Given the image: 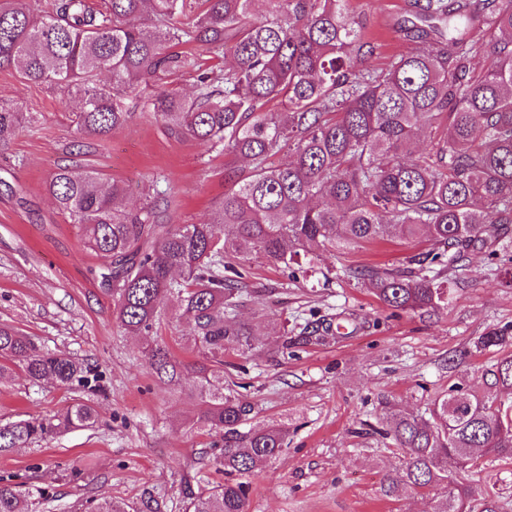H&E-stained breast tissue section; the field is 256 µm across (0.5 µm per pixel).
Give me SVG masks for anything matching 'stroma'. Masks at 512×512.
<instances>
[{
  "instance_id": "obj_1",
  "label": "stroma",
  "mask_w": 512,
  "mask_h": 512,
  "mask_svg": "<svg viewBox=\"0 0 512 512\" xmlns=\"http://www.w3.org/2000/svg\"><path fill=\"white\" fill-rule=\"evenodd\" d=\"M426 0H348L383 65L406 50L399 21ZM140 87L127 99L132 121L82 145L63 94L0 68V99L32 113L31 125L0 146V324L28 336L42 352H62L88 365L99 385L31 380L22 366L0 370V426L64 415L93 405L97 420L0 453V478L11 480L35 512H85L88 500L185 512L189 488L223 481L212 461V436L193 428L199 413L190 386L160 381L144 357L147 337L126 333L100 285L104 261L84 250L79 230L52 202L47 183L76 161L105 179L123 181L128 204H141L150 184L172 201L176 224H203L227 188L226 158L194 140L171 136L141 106ZM427 238L393 237L323 253L317 271L295 275L265 260H240L246 273L238 314L254 336L248 348L224 352V385L243 386L254 420L287 424L288 446L250 477L249 512H429L430 496L410 486L388 492L385 477L400 465L391 441L373 434L384 402L423 411L457 383L481 390V371L497 349L472 350L474 339L512 333V252H469L448 273V305L417 317L385 307L348 277L350 269L398 267L430 250ZM157 336L183 364L197 361L190 327L161 303ZM296 345L279 350L282 335ZM464 482L484 490L495 481L501 512H512V459L477 457Z\"/></svg>"
}]
</instances>
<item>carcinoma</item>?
Returning <instances> with one entry per match:
<instances>
[{
  "label": "carcinoma",
  "instance_id": "carcinoma-1",
  "mask_svg": "<svg viewBox=\"0 0 512 512\" xmlns=\"http://www.w3.org/2000/svg\"><path fill=\"white\" fill-rule=\"evenodd\" d=\"M347 0H0V67L64 88L79 100L73 123L89 140L128 125L126 94L141 84L196 73L195 91H158L144 104L168 132L231 157L230 187L206 224L171 223V201L119 206L124 184L94 169L63 165L49 194L81 231L83 247L104 258L103 274L121 327L150 336L165 299L191 324L203 361L187 367L156 343L145 357L174 386L193 379L197 429L221 437L215 463L224 483L191 494L186 512H248L250 483L288 445V426L250 423L254 406L224 392V349L247 346L237 319L242 274L224 277L229 254L265 259L303 274L321 253L395 232L425 236L435 249L402 267L355 269L388 308L431 314L448 301V270L474 249L504 241L512 224V0H484L485 30L469 33V0H427L404 30L409 47L386 67L368 64ZM196 43L234 65L209 72L183 44ZM487 56L478 70L473 61ZM107 77L101 81L99 76ZM274 100L283 111L265 106ZM27 123L16 103L0 100V144ZM434 134L426 154L415 140ZM287 151L292 160L271 162ZM512 345L492 330L475 352ZM0 359L19 362L33 380L83 383L84 367L61 352L39 353L30 339L0 326ZM485 390L457 384L437 394L428 416L385 408L380 434L403 451L386 482L438 491L431 512H470L474 490L457 474L476 453L512 458V353L483 370ZM96 421L88 403L62 418L0 427V452ZM0 512H31L16 486L0 481ZM88 512H160L144 500L90 503Z\"/></svg>",
  "mask_w": 512,
  "mask_h": 512
}]
</instances>
